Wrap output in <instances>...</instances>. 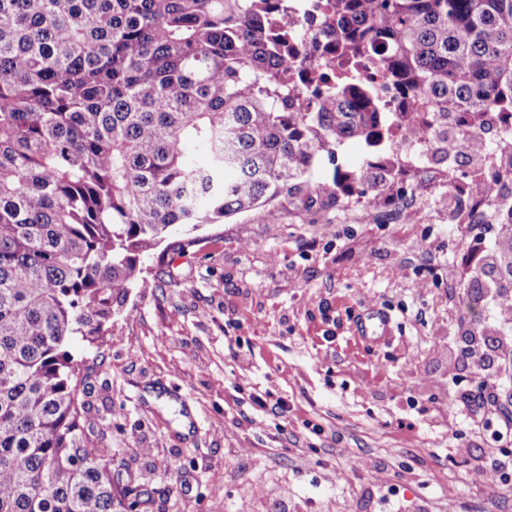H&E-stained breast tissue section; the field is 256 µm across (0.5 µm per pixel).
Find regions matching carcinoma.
<instances>
[{
  "label": "carcinoma",
  "instance_id": "obj_1",
  "mask_svg": "<svg viewBox=\"0 0 512 512\" xmlns=\"http://www.w3.org/2000/svg\"><path fill=\"white\" fill-rule=\"evenodd\" d=\"M279 2L0 0V512L139 508L112 449L85 445L67 346L96 342L171 225L401 190L398 134L458 197L500 180L456 178L448 148L512 144V0H326L344 65L311 103L288 88ZM349 139L362 163L310 183Z\"/></svg>",
  "mask_w": 512,
  "mask_h": 512
}]
</instances>
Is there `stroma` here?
<instances>
[{
  "mask_svg": "<svg viewBox=\"0 0 512 512\" xmlns=\"http://www.w3.org/2000/svg\"><path fill=\"white\" fill-rule=\"evenodd\" d=\"M378 216L294 198L275 224L174 225L101 342L73 337L83 438L115 449L138 512H268L257 481L290 512H512V440L490 443L443 400L476 387L454 341L468 288L448 284L473 237L411 208ZM374 308L391 316L378 342L354 328ZM242 375L291 401L283 435L234 391ZM475 449L503 483L473 478ZM358 459L397 475L396 494Z\"/></svg>",
  "mask_w": 512,
  "mask_h": 512,
  "instance_id": "obj_1",
  "label": "stroma"
}]
</instances>
